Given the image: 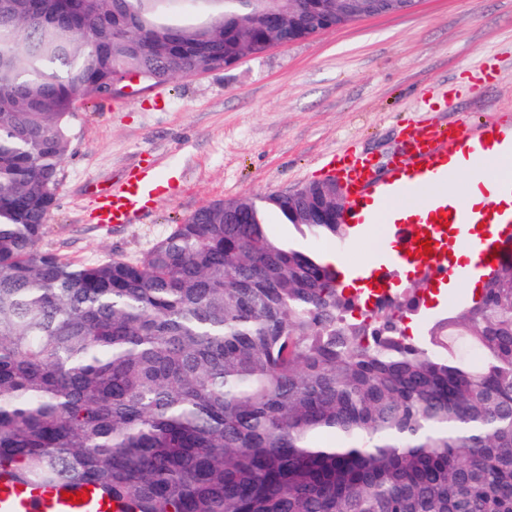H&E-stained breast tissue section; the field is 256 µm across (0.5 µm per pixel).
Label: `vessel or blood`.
<instances>
[{
	"label": "vessel or blood",
	"instance_id": "1",
	"mask_svg": "<svg viewBox=\"0 0 512 512\" xmlns=\"http://www.w3.org/2000/svg\"><path fill=\"white\" fill-rule=\"evenodd\" d=\"M497 125L485 126L471 137L463 125L447 128L420 127L413 130L402 149L388 164L387 177H379L373 159L346 152L332 156L324 167L342 182L347 224H385L391 250L362 272L364 287L389 293L396 267H424L435 284L457 276L448 262L449 241L468 244L475 253L473 273L497 266L506 247L512 246V168L487 170L483 164L488 137H499ZM472 169L480 202L465 207L442 193L441 188L456 164ZM165 185L154 167H141L137 175L97 194V219L104 227L132 223L142 211L155 205ZM427 238L432 251L419 252L418 242ZM79 485L61 488L26 487L0 481V512H90L101 507L112 512V504L94 499L72 502Z\"/></svg>",
	"mask_w": 512,
	"mask_h": 512
}]
</instances>
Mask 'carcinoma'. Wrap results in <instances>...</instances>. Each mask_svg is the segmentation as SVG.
Segmentation results:
<instances>
[{"label":"carcinoma","instance_id":"1","mask_svg":"<svg viewBox=\"0 0 512 512\" xmlns=\"http://www.w3.org/2000/svg\"><path fill=\"white\" fill-rule=\"evenodd\" d=\"M293 5L0 0V476L121 512H512V252L413 337L419 288L367 309L270 232L344 238L331 179L210 202L137 261L37 248L78 102L351 20Z\"/></svg>","mask_w":512,"mask_h":512}]
</instances>
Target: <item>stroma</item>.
<instances>
[{"label":"stroma","instance_id":"35a3bbf8","mask_svg":"<svg viewBox=\"0 0 512 512\" xmlns=\"http://www.w3.org/2000/svg\"><path fill=\"white\" fill-rule=\"evenodd\" d=\"M512 117V0H421L259 57L117 98L77 103L56 207L39 244L80 263L140 259L214 200L292 192L343 151L387 162L407 128ZM155 165L165 199L103 228L95 186ZM373 224L332 252L361 270L387 247Z\"/></svg>","mask_w":512,"mask_h":512}]
</instances>
